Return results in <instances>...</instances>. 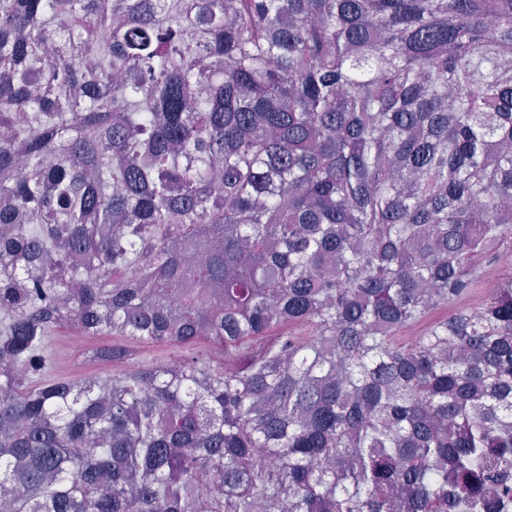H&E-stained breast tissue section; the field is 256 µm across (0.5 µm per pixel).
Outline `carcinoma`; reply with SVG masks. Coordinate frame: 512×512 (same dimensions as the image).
<instances>
[{
	"label": "carcinoma",
	"mask_w": 512,
	"mask_h": 512,
	"mask_svg": "<svg viewBox=\"0 0 512 512\" xmlns=\"http://www.w3.org/2000/svg\"><path fill=\"white\" fill-rule=\"evenodd\" d=\"M495 251L512 0H0L9 512H509L512 277L402 336ZM114 348L125 356L115 360L90 357L92 349ZM182 348L167 344L139 342L125 336H76L70 330L47 336L43 355V381L81 380L87 376L112 377L132 367L166 364L176 359Z\"/></svg>",
	"instance_id": "obj_1"
}]
</instances>
